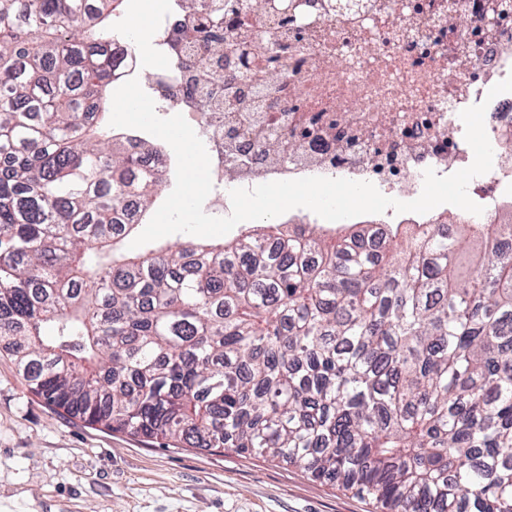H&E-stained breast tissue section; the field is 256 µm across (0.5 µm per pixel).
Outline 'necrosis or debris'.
<instances>
[{
	"mask_svg": "<svg viewBox=\"0 0 512 512\" xmlns=\"http://www.w3.org/2000/svg\"><path fill=\"white\" fill-rule=\"evenodd\" d=\"M329 2L311 0L304 19L286 27L263 0H250L236 37L221 42L202 30L213 0L154 19L161 55L185 67L155 72L152 98L205 142L221 212L232 210L231 189L314 176L368 181L414 200L425 169L442 176L472 163L459 113L483 102L494 162L468 194L485 216L499 215L512 186V92L487 93L512 74V9L501 0H372L362 18ZM241 41L249 45L242 70L259 88L253 111L195 106L192 86L223 74ZM263 138L276 150L241 161L242 141Z\"/></svg>",
	"mask_w": 512,
	"mask_h": 512,
	"instance_id": "obj_1",
	"label": "necrosis or debris"
}]
</instances>
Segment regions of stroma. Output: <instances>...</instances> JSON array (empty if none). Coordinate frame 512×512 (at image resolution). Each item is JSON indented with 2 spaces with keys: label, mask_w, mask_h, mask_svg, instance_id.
Listing matches in <instances>:
<instances>
[{
  "label": "stroma",
  "mask_w": 512,
  "mask_h": 512,
  "mask_svg": "<svg viewBox=\"0 0 512 512\" xmlns=\"http://www.w3.org/2000/svg\"><path fill=\"white\" fill-rule=\"evenodd\" d=\"M0 512H374L283 462L112 432L30 391L0 337Z\"/></svg>",
  "instance_id": "35a3bbf8"
}]
</instances>
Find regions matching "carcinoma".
I'll list each match as a JSON object with an SVG mask.
<instances>
[{
  "mask_svg": "<svg viewBox=\"0 0 512 512\" xmlns=\"http://www.w3.org/2000/svg\"><path fill=\"white\" fill-rule=\"evenodd\" d=\"M116 0H0V336L89 425L288 463L382 512H512V225L272 223L114 258L163 151L102 124ZM239 68L224 103L243 112Z\"/></svg>",
  "mask_w": 512,
  "mask_h": 512,
  "instance_id": "cac0c4a2",
  "label": "carcinoma"
}]
</instances>
